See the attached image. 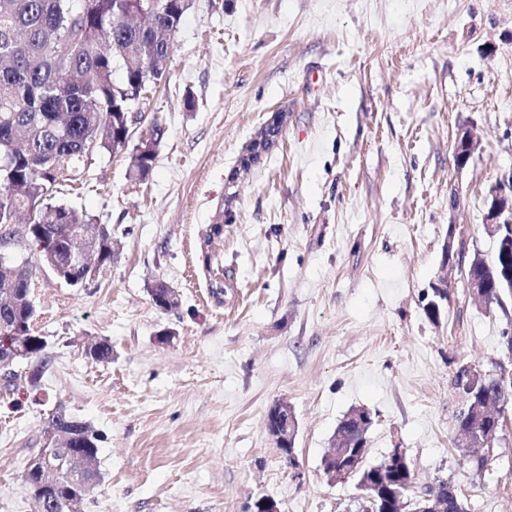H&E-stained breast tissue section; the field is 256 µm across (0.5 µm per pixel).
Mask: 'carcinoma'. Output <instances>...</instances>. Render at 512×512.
Returning a JSON list of instances; mask_svg holds the SVG:
<instances>
[{
  "instance_id": "cac0c4a2",
  "label": "carcinoma",
  "mask_w": 512,
  "mask_h": 512,
  "mask_svg": "<svg viewBox=\"0 0 512 512\" xmlns=\"http://www.w3.org/2000/svg\"><path fill=\"white\" fill-rule=\"evenodd\" d=\"M82 0H0V227L18 223L20 213L29 215L27 237L34 244L54 245L53 260L69 266L67 241L73 226L95 227V257L99 270L112 264V236L99 219L64 203H51L62 184L74 180L76 168L87 156L111 153L128 147L131 98L126 91L143 94L161 83L171 58V38L188 9V0H163L164 13L152 23L149 0H91L90 15H78ZM165 129L152 126L150 138L136 144L129 169L139 180L152 171L156 147ZM487 259L475 253L465 268L466 280L486 290L484 303L505 308L512 297V244L494 241ZM0 271V326L33 315L28 270L7 265ZM29 358L47 363L46 342L28 329ZM466 368L454 378L463 408L457 416L459 434L484 441H498L500 417L483 418L479 411L489 398L509 401L512 391L502 394L499 383L486 377L475 385L463 383ZM63 408L45 421L44 428L61 427L72 435L64 446L52 449L63 458L67 452L97 459V436L85 423ZM357 485H375L378 512H433V499L448 505L446 512H466L454 487L441 483L418 499L390 505L387 488L409 491L412 472L387 466V460L356 476ZM31 497L53 502L49 512H69L75 497L65 467L45 481L36 474L26 479Z\"/></svg>"
}]
</instances>
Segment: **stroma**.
<instances>
[{"label":"stroma","instance_id":"obj_1","mask_svg":"<svg viewBox=\"0 0 512 512\" xmlns=\"http://www.w3.org/2000/svg\"><path fill=\"white\" fill-rule=\"evenodd\" d=\"M130 111L133 138L165 130L149 178L129 150L94 153L57 196L110 225L111 266L73 287L24 233L9 245L48 363L39 391L0 387V512H36L21 475L59 405L99 438L84 512H244L259 495L358 512L356 479L322 471L355 408L374 418L368 464L402 448L414 492L445 480L468 512H512V401L496 460L467 469L453 386L466 363L498 373L512 334V299L476 303L464 275L494 254L486 195L512 173V0H191L166 82ZM277 111L279 142L242 169ZM464 125L481 146L460 170ZM158 281L176 308L155 307ZM281 400L290 460L265 426Z\"/></svg>","mask_w":512,"mask_h":512}]
</instances>
